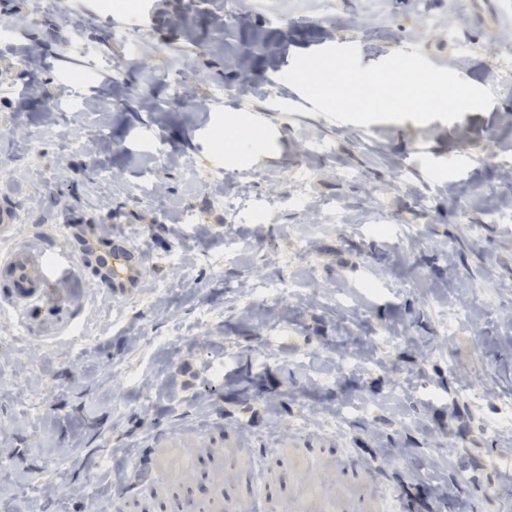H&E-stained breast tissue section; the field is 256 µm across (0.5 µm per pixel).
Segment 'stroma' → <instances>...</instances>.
I'll return each mask as SVG.
<instances>
[{
    "instance_id": "stroma-1",
    "label": "stroma",
    "mask_w": 512,
    "mask_h": 512,
    "mask_svg": "<svg viewBox=\"0 0 512 512\" xmlns=\"http://www.w3.org/2000/svg\"><path fill=\"white\" fill-rule=\"evenodd\" d=\"M34 2L0 0L11 240L108 225L147 275L121 300L85 272L74 329L0 304V512H83L118 468L119 512H435L418 486L452 481L512 512V422L484 405L512 398V0H158L141 24ZM334 44L419 51L494 103L423 125L272 107ZM230 112L272 148L225 154ZM243 367L271 395H233Z\"/></svg>"
}]
</instances>
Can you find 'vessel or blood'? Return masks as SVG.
I'll list each match as a JSON object with an SVG mask.
<instances>
[{
	"label": "vessel or blood",
	"mask_w": 512,
	"mask_h": 512,
	"mask_svg": "<svg viewBox=\"0 0 512 512\" xmlns=\"http://www.w3.org/2000/svg\"><path fill=\"white\" fill-rule=\"evenodd\" d=\"M88 249L101 255L104 283L111 294H128L143 279L145 257L126 238L97 240ZM83 262V252L71 243L50 254L41 245L13 250L0 256V299L19 305L36 300L48 311L62 308L69 299L61 285Z\"/></svg>",
	"instance_id": "obj_1"
}]
</instances>
